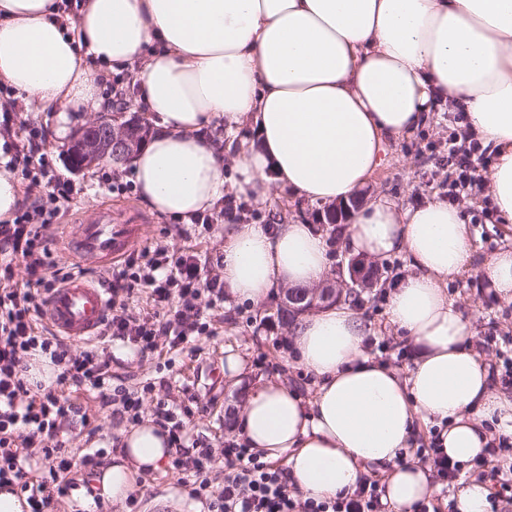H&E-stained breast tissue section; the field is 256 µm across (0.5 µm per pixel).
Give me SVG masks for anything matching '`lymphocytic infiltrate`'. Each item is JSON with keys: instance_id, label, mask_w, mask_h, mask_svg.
I'll use <instances>...</instances> for the list:
<instances>
[{"instance_id": "obj_1", "label": "lymphocytic infiltrate", "mask_w": 512, "mask_h": 512, "mask_svg": "<svg viewBox=\"0 0 512 512\" xmlns=\"http://www.w3.org/2000/svg\"><path fill=\"white\" fill-rule=\"evenodd\" d=\"M0 136L11 138L12 161L32 198L12 222L0 224V486H19L30 512H49L72 487L66 478L72 457L65 433L74 417L84 413L74 393L96 395L103 406L115 407L120 417L136 424L146 396L155 390L151 382L138 391L113 385V341L142 353L163 343L180 353L213 336L211 313L224 306V279L211 273L207 259L196 252L146 246L113 270L110 309L94 341L77 344L54 334L43 321L44 306L49 293L70 274L54 267L50 229L71 209L75 189L44 150L42 127L20 120L14 92L3 84ZM19 264L27 273L21 284L13 273ZM138 294L152 302L153 313L131 311ZM37 350L49 355L56 367L51 386L27 376ZM154 415L168 432L173 469L191 495L208 499L209 512H387L379 481L363 479L353 493L333 499H301L291 493L282 471L261 461L246 444L231 440L217 451L190 440V408L176 409L160 398ZM415 454L432 462L445 485L468 475L492 483L491 507L512 505L511 436H493L484 455L467 463L445 458L434 443ZM36 455L45 470L34 477L27 463ZM219 469L224 480L216 484L211 475Z\"/></svg>"}]
</instances>
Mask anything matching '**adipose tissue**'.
Returning <instances> with one entry per match:
<instances>
[{"label":"adipose tissue","instance_id":"ef3b65f1","mask_svg":"<svg viewBox=\"0 0 512 512\" xmlns=\"http://www.w3.org/2000/svg\"><path fill=\"white\" fill-rule=\"evenodd\" d=\"M129 71L155 132L130 162L143 201L186 220L225 186L265 205L273 189L309 203L347 201L383 166L390 143L462 107L496 161L489 194L512 224V0H0V83L51 114L64 139L74 112H108L99 80ZM248 128L226 180L217 121ZM469 218L438 199L397 210L385 198L355 208L344 240L356 255L406 254L411 272L390 294L388 320L413 346L407 371L367 351L371 328L348 302L300 317L297 363L311 395L267 380L236 418L239 442L283 460L290 488L315 498L385 476L396 512L435 491L433 471L400 463L422 424L440 428L455 461L482 454L487 423L512 434V395L496 389L473 346L471 321L448 283L471 261ZM224 293L261 303L331 273L327 234L310 224L224 227ZM171 450L155 422L125 432L100 471L104 499L122 505L140 470Z\"/></svg>","mask_w":512,"mask_h":512}]
</instances>
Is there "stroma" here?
I'll list each match as a JSON object with an SVG mask.
<instances>
[{"label":"stroma","mask_w":512,"mask_h":512,"mask_svg":"<svg viewBox=\"0 0 512 512\" xmlns=\"http://www.w3.org/2000/svg\"><path fill=\"white\" fill-rule=\"evenodd\" d=\"M453 117L450 111L433 113L429 122L413 135L390 146L385 166L367 188L366 201L386 196L404 208L431 197L447 199L448 169L441 159L449 137L461 132ZM46 146L56 169L69 175L77 191L71 211L59 218L52 229L55 238L52 260L57 267L75 264L88 269L91 280L107 282V268L85 260L71 248L70 241L79 220L93 218L99 209L109 208L136 213L142 221L141 245L193 248L208 258L212 273H221L223 225H215L211 234L197 235L193 226L162 217L149 209L138 194L110 193L99 182L98 168L69 171L58 141L47 140ZM486 199L485 191L475 190L457 201L470 217L472 253L478 262L493 255L504 243L499 217L487 207ZM274 211L289 222L315 224L323 209L318 204L276 196L270 206L251 205L245 221L269 223ZM383 264L380 285L364 292L359 312L374 332L375 342L369 347L370 354L404 369L411 364L412 348L388 322L387 306L392 286L408 273L409 265L403 254L388 257ZM448 294L471 317L476 336H512V301L503 300L477 272L468 271L450 282ZM281 298V293L277 292L258 306L244 302L217 311L213 319L215 336L202 340L198 351L178 355L170 368L165 365V356L150 352L140 354L128 349L126 343L113 342V384L136 389L149 379L164 380V387L158 391L161 398L176 407L190 404L195 407L190 437L215 449L223 447L225 441L237 437L233 418L244 401L242 387L228 384L224 379L222 365L226 354L236 352L243 356L249 369L248 382L273 378L305 394L312 389L305 370L291 357L290 328L277 319L276 305ZM79 401L91 417L90 426H97L98 431L90 433V426L73 422L68 435L69 448L109 449L118 445L129 428L128 423L116 416L108 417L100 401L88 395H81ZM84 476L82 466L72 468L70 478L74 487L57 504L56 512H207L206 506L193 499L187 488L179 484L178 473L168 465L158 471L136 473L132 489L136 503L119 511L107 503L82 509L81 504L87 499L82 486Z\"/></svg>","instance_id":"stroma-1"}]
</instances>
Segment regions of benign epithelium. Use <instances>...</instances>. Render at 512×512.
I'll return each mask as SVG.
<instances>
[{
	"label": "benign epithelium",
	"instance_id": "7a95c632",
	"mask_svg": "<svg viewBox=\"0 0 512 512\" xmlns=\"http://www.w3.org/2000/svg\"><path fill=\"white\" fill-rule=\"evenodd\" d=\"M145 132L144 128L134 132L130 125L117 124L101 116L82 128L68 144L62 146L61 152L74 170L99 163L122 164L128 162L145 142ZM352 203L356 205L360 199L355 197ZM350 204L338 202L328 208V222H343L350 211ZM375 285L364 259L353 257L338 263L332 281L317 288H289L284 292V301L288 303V310L307 313L326 302L346 299L357 290L370 289Z\"/></svg>",
	"mask_w": 512,
	"mask_h": 512
}]
</instances>
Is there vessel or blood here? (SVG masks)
I'll return each instance as SVG.
<instances>
[{
  "label": "vessel or blood",
  "instance_id": "b4317fda",
  "mask_svg": "<svg viewBox=\"0 0 512 512\" xmlns=\"http://www.w3.org/2000/svg\"><path fill=\"white\" fill-rule=\"evenodd\" d=\"M141 238L135 215H115L99 210L96 217L82 221L77 241L80 253L95 262L108 265L123 255ZM108 311V294L83 278L76 277L51 294L46 304L50 325L73 340L95 336Z\"/></svg>",
  "mask_w": 512,
  "mask_h": 512
}]
</instances>
